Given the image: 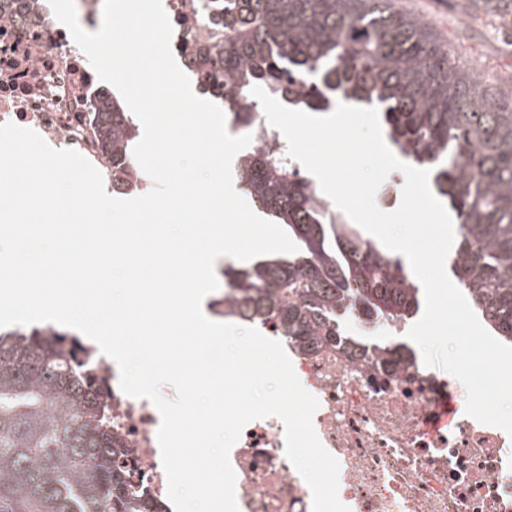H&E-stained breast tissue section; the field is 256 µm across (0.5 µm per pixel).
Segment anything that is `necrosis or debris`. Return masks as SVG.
<instances>
[{
  "instance_id": "obj_1",
  "label": "necrosis or debris",
  "mask_w": 512,
  "mask_h": 512,
  "mask_svg": "<svg viewBox=\"0 0 512 512\" xmlns=\"http://www.w3.org/2000/svg\"><path fill=\"white\" fill-rule=\"evenodd\" d=\"M0 19V125L35 130L106 168L94 114L96 73L49 0ZM171 48L193 74L195 43L223 38L194 0H167ZM134 490L174 512L158 443L154 404L120 387L119 368L89 338H73ZM294 371L320 406L313 423L339 463V499L349 512H512V436L467 415L448 376L421 354L389 369L326 345L288 349ZM239 512H312L309 486L285 455L276 417L248 423L230 451Z\"/></svg>"
}]
</instances>
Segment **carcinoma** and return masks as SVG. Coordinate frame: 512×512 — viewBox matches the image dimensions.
Here are the masks:
<instances>
[{
  "label": "carcinoma",
  "mask_w": 512,
  "mask_h": 512,
  "mask_svg": "<svg viewBox=\"0 0 512 512\" xmlns=\"http://www.w3.org/2000/svg\"><path fill=\"white\" fill-rule=\"evenodd\" d=\"M496 17L512 0H471ZM224 43L196 53L211 96L233 128L263 134L251 89L323 111L329 99L373 106L392 144L431 170L458 221L452 271L496 332L512 343V98L456 63L432 30L392 0H205ZM138 128L105 95L100 137L112 186L133 185ZM241 182L258 208L288 226L298 251L224 267V316L273 320L304 350L360 347L382 366L410 349L373 343L362 317L409 318L419 286L402 260L327 216L321 196L273 148L241 158ZM0 333V512H156L131 489L121 449L104 429L92 382L63 344L71 332Z\"/></svg>",
  "instance_id": "carcinoma-1"
}]
</instances>
